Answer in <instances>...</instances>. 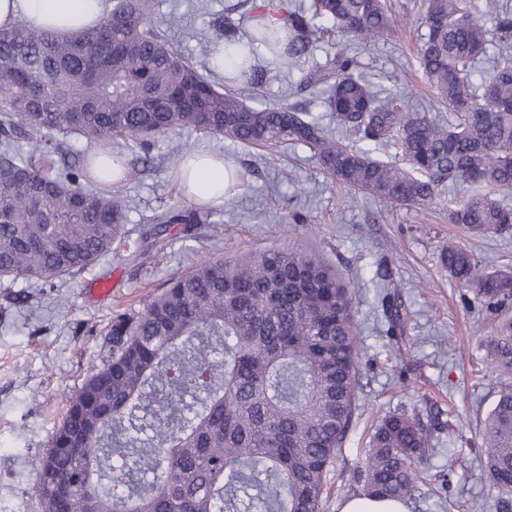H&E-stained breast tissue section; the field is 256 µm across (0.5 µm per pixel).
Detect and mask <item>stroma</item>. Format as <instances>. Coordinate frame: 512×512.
I'll return each instance as SVG.
<instances>
[{
	"instance_id": "1",
	"label": "stroma",
	"mask_w": 512,
	"mask_h": 512,
	"mask_svg": "<svg viewBox=\"0 0 512 512\" xmlns=\"http://www.w3.org/2000/svg\"><path fill=\"white\" fill-rule=\"evenodd\" d=\"M238 2L154 0L151 22L170 48L194 58L210 20ZM389 3L408 22L388 40L359 48L363 73L402 106L428 109L432 95L415 61L425 32L419 2ZM264 65L267 75L253 106L296 104L328 119L301 89L298 72L270 57ZM177 144L226 157L241 182L233 203L213 208L209 223L189 230L168 225L164 249L135 259L153 214L184 198L174 176ZM152 157L146 171L129 172L113 186L132 202L117 251L60 278L32 284L0 278V512H39L33 486L63 402L107 358L105 333L113 315L140 310L149 292L190 271L200 258L288 248L319 252L336 266L356 293L361 326L358 408L327 473L322 512H339L345 500L361 494L357 477L368 435L382 417L402 411L432 432L426 480L408 500L409 512H489L498 490L480 466L479 429L501 385L485 348L493 318L473 290L449 279L440 252L457 243L487 274L512 264V230L477 238L450 224L449 201L470 191L461 183L448 185L423 208L389 206L366 195L350 200L307 148L290 142L258 152L185 130L156 143ZM292 206L307 215V223H285ZM388 281L400 285L406 313L404 333L394 339L382 335L377 308Z\"/></svg>"
}]
</instances>
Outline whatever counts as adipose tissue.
Segmentation results:
<instances>
[{"label":"adipose tissue","instance_id":"obj_1","mask_svg":"<svg viewBox=\"0 0 512 512\" xmlns=\"http://www.w3.org/2000/svg\"><path fill=\"white\" fill-rule=\"evenodd\" d=\"M106 8V0H0V26L22 20L65 33L100 21ZM178 178L189 200L212 207L222 206L227 189L239 183L236 166L208 152L185 159Z\"/></svg>","mask_w":512,"mask_h":512}]
</instances>
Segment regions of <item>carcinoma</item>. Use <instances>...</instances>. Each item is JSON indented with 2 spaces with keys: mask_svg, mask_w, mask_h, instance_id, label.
I'll return each mask as SVG.
<instances>
[{
  "mask_svg": "<svg viewBox=\"0 0 512 512\" xmlns=\"http://www.w3.org/2000/svg\"><path fill=\"white\" fill-rule=\"evenodd\" d=\"M425 0L417 62L436 113L409 112L372 91L351 42L372 46L398 24L385 0H311L285 12L253 7L212 21L200 54L247 39L224 86L151 27L152 0H112L95 26L68 36L17 22L0 29V277L55 278L112 252L130 202L60 160L74 143L121 140L149 156L192 130L267 150L307 148L330 179L391 205L422 207L446 183L479 188L448 208L474 236L512 227V0ZM276 17L288 31L248 19ZM335 36V51L315 60ZM323 90L336 130L291 104L255 107L264 54ZM489 69L474 81L479 64ZM391 148L401 162L374 156ZM202 207L154 215L202 224ZM440 262L498 318L488 353L512 375V267L484 275L467 249ZM379 294L387 336L403 332L398 291ZM354 291L305 250L205 258L140 311L112 318L110 356L65 400L35 483L40 512H320L329 467L357 409L360 331ZM483 469L498 488L491 512H512V384L482 423ZM419 420L388 415L370 436L363 494L408 500L429 451ZM146 470L151 479L138 477Z\"/></svg>",
  "mask_w": 512,
  "mask_h": 512,
  "instance_id": "1",
  "label": "carcinoma"
}]
</instances>
